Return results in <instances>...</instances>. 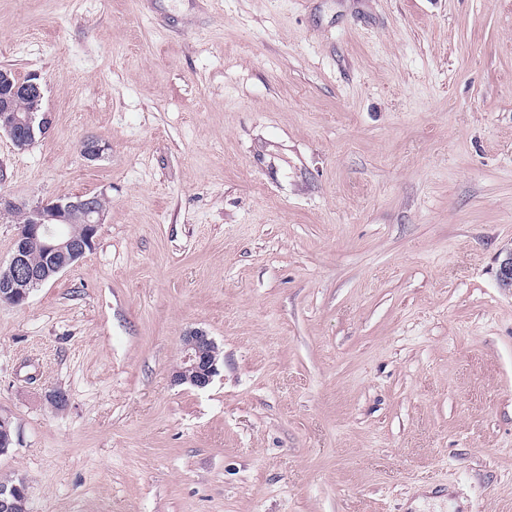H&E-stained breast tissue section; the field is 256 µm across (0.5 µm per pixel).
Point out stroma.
<instances>
[{"label": "stroma", "mask_w": 512, "mask_h": 512, "mask_svg": "<svg viewBox=\"0 0 512 512\" xmlns=\"http://www.w3.org/2000/svg\"><path fill=\"white\" fill-rule=\"evenodd\" d=\"M0 65V194L107 200L0 302L29 512H512V0H0ZM15 79V80H14ZM1 89L3 94H1ZM44 89L41 77L30 73L18 78L9 67L0 68V133L4 132L19 151L34 146L49 132L50 113L18 108L21 100L42 102ZM215 342L201 330L189 332L182 340V359L173 374L174 382L188 383L198 389L208 387L218 373L220 349L217 346L215 359L207 356Z\"/></svg>", "instance_id": "35a3bbf8"}]
</instances>
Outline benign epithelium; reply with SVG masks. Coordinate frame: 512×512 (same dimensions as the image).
<instances>
[{
  "label": "benign epithelium",
  "instance_id": "benign-epithelium-1",
  "mask_svg": "<svg viewBox=\"0 0 512 512\" xmlns=\"http://www.w3.org/2000/svg\"><path fill=\"white\" fill-rule=\"evenodd\" d=\"M44 89L41 77L30 73L16 77L8 67L0 68V133H5L19 151L34 146L49 132L50 113L18 107L22 100L41 102ZM106 144L88 136L79 145L82 157L94 161L102 157ZM106 199L99 194H82L73 198L20 205L0 195V214H10L19 224L13 250L7 264H0V300L13 306L24 305L30 293L50 282L78 262L92 249L98 225L102 223ZM78 222L86 226L83 237L76 239L64 226ZM32 243L40 246L43 261L28 259ZM214 341L201 330L189 332L182 340V359L173 374L174 382L188 383L198 389L208 387L218 373L215 359L207 356ZM19 485L0 488V512H27L26 500L18 493Z\"/></svg>",
  "mask_w": 512,
  "mask_h": 512
}]
</instances>
